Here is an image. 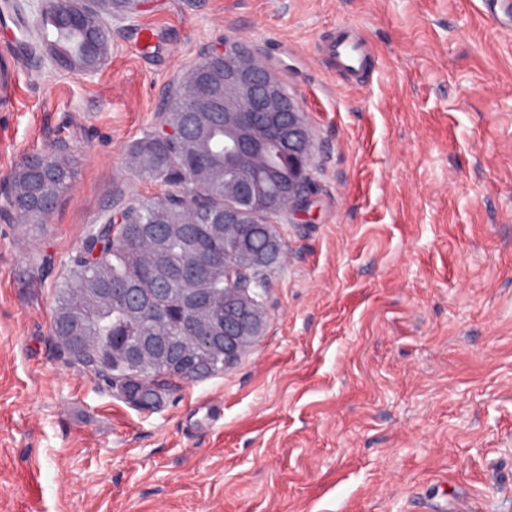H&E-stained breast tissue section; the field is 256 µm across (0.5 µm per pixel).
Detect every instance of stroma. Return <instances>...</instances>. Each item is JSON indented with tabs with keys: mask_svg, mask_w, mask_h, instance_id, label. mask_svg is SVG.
<instances>
[{
	"mask_svg": "<svg viewBox=\"0 0 512 512\" xmlns=\"http://www.w3.org/2000/svg\"><path fill=\"white\" fill-rule=\"evenodd\" d=\"M341 25L358 82L318 53ZM111 26L98 71L28 54L0 101V188L75 160L44 226L0 213V512H512V26L480 0H151ZM227 42L303 112L313 202L263 336L139 410L60 353L53 290L92 225L169 193L129 149Z\"/></svg>",
	"mask_w": 512,
	"mask_h": 512,
	"instance_id": "35a3bbf8",
	"label": "stroma"
}]
</instances>
